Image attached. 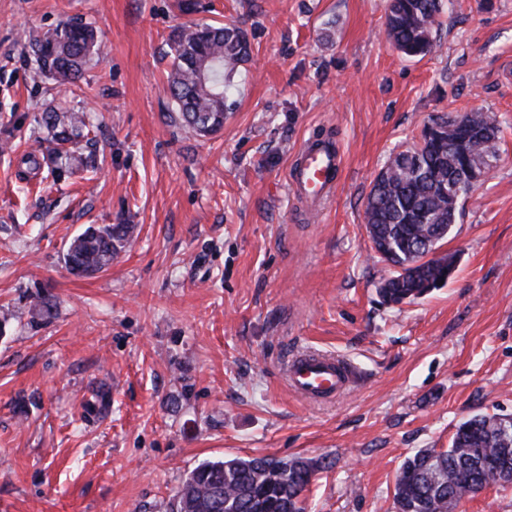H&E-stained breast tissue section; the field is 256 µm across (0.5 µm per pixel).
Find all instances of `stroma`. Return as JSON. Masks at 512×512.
I'll list each match as a JSON object with an SVG mask.
<instances>
[{
    "mask_svg": "<svg viewBox=\"0 0 512 512\" xmlns=\"http://www.w3.org/2000/svg\"><path fill=\"white\" fill-rule=\"evenodd\" d=\"M0 0V512H166L190 472L227 457L324 459L306 512H395L397 475L477 414L512 415V0H454L436 53L386 42L389 0ZM236 25L250 60L224 126L186 129L167 73L173 31ZM67 23L102 31L73 91L30 45ZM86 112L96 165L30 170L42 112ZM483 109L498 157L461 203L448 283L387 306L366 198L431 117ZM344 160L307 219L289 191L302 140ZM137 230L78 278L70 241ZM54 305L32 318V296ZM321 352L355 380L334 401L292 393L288 359ZM112 411L94 412L100 392Z\"/></svg>",
    "mask_w": 512,
    "mask_h": 512,
    "instance_id": "1",
    "label": "stroma"
}]
</instances>
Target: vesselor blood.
<instances>
[{"instance_id":"obj_1","label":"vessel or blood","mask_w":512,"mask_h":512,"mask_svg":"<svg viewBox=\"0 0 512 512\" xmlns=\"http://www.w3.org/2000/svg\"><path fill=\"white\" fill-rule=\"evenodd\" d=\"M342 166L343 155L336 143L319 139L302 141L289 175L293 195L305 200L312 211H319L334 194ZM286 378L289 389L298 396L323 402L348 389L352 370L348 364L334 358L305 352L289 361Z\"/></svg>"}]
</instances>
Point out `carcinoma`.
Returning a JSON list of instances; mask_svg holds the SVG:
<instances>
[{
	"label": "carcinoma",
	"instance_id": "carcinoma-1",
	"mask_svg": "<svg viewBox=\"0 0 512 512\" xmlns=\"http://www.w3.org/2000/svg\"><path fill=\"white\" fill-rule=\"evenodd\" d=\"M443 0H391L386 17L387 42L408 57H424L438 44L432 35ZM169 88L185 125L199 135L224 126V98L231 89L224 69L250 59L251 42L241 28L192 24L169 39ZM38 67L63 84L73 86L82 77L92 54L100 50L96 30L67 25L31 44ZM467 124L442 116L436 135L421 132L420 142L393 154L367 196L365 216L373 248L380 262L398 272L383 280L382 303L399 305L428 295L440 281L449 280L457 259L443 254L429 260L424 253L439 251L447 236L437 227H452L459 204L475 188L465 176L463 161L478 167L483 157L495 155L500 127L487 112L466 113ZM47 146L25 160L48 164L62 180L92 160L78 151L90 129L85 114L51 108L41 116ZM136 225L90 226L66 248L63 260L76 276L106 269L132 239ZM509 453L512 464V425L503 433L496 416H475L463 422L446 449L425 448L402 465L394 488L396 512H451L462 499L491 485L495 463ZM326 468L321 458L291 460L226 458L196 467L184 483L170 512H304L302 495L312 478Z\"/></svg>",
	"mask_w": 512,
	"mask_h": 512
}]
</instances>
